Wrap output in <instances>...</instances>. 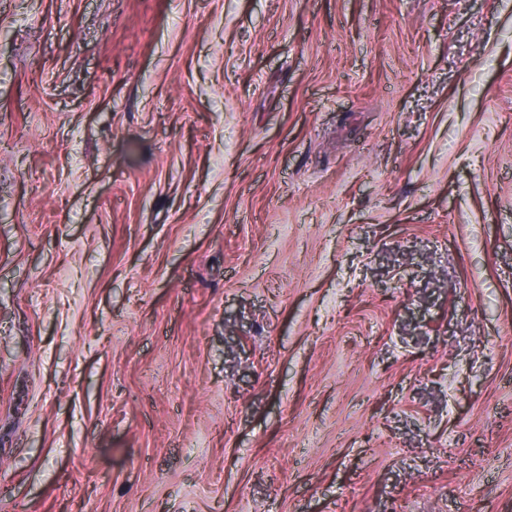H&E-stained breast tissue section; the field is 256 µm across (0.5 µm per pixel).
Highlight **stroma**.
I'll return each mask as SVG.
<instances>
[{
    "instance_id": "1",
    "label": "stroma",
    "mask_w": 512,
    "mask_h": 512,
    "mask_svg": "<svg viewBox=\"0 0 512 512\" xmlns=\"http://www.w3.org/2000/svg\"><path fill=\"white\" fill-rule=\"evenodd\" d=\"M0 512H512V0H0Z\"/></svg>"
}]
</instances>
